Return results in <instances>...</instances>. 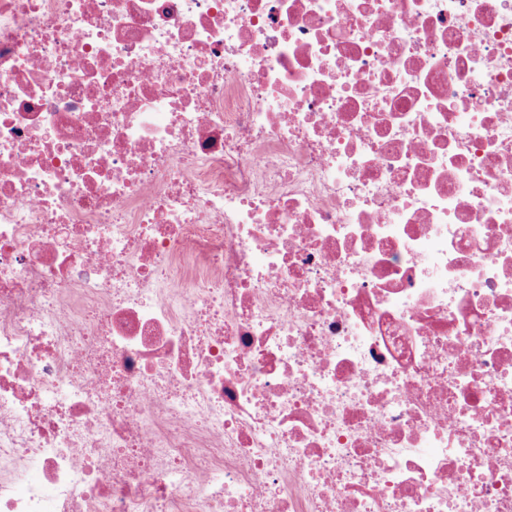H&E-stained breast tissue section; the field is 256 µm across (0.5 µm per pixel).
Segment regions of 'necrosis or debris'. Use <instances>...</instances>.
<instances>
[{
	"label": "necrosis or debris",
	"instance_id": "obj_1",
	"mask_svg": "<svg viewBox=\"0 0 512 512\" xmlns=\"http://www.w3.org/2000/svg\"><path fill=\"white\" fill-rule=\"evenodd\" d=\"M0 512H512V0H0Z\"/></svg>",
	"mask_w": 512,
	"mask_h": 512
}]
</instances>
